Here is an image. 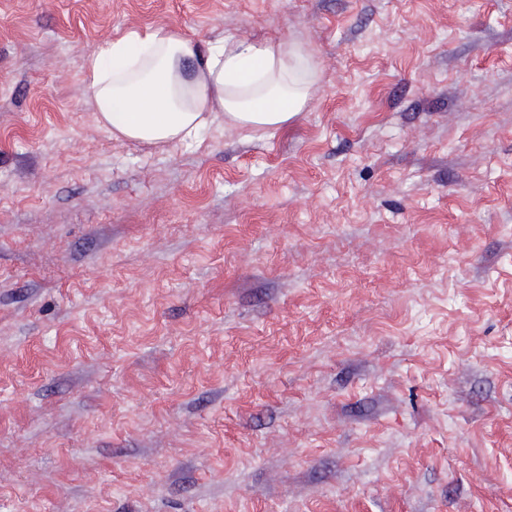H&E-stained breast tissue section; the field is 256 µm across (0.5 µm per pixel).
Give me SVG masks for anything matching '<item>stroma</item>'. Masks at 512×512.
Masks as SVG:
<instances>
[{
  "label": "stroma",
  "instance_id": "obj_1",
  "mask_svg": "<svg viewBox=\"0 0 512 512\" xmlns=\"http://www.w3.org/2000/svg\"><path fill=\"white\" fill-rule=\"evenodd\" d=\"M159 24L306 108L113 138ZM0 512H512V0H0Z\"/></svg>",
  "mask_w": 512,
  "mask_h": 512
}]
</instances>
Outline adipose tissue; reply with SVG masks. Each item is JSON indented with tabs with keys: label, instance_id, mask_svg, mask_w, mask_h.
<instances>
[{
	"label": "adipose tissue",
	"instance_id": "obj_1",
	"mask_svg": "<svg viewBox=\"0 0 512 512\" xmlns=\"http://www.w3.org/2000/svg\"><path fill=\"white\" fill-rule=\"evenodd\" d=\"M82 69L98 122L149 144L199 139L219 114L242 129L286 127L318 78L298 44L223 37L202 48L165 25L104 39Z\"/></svg>",
	"mask_w": 512,
	"mask_h": 512
}]
</instances>
